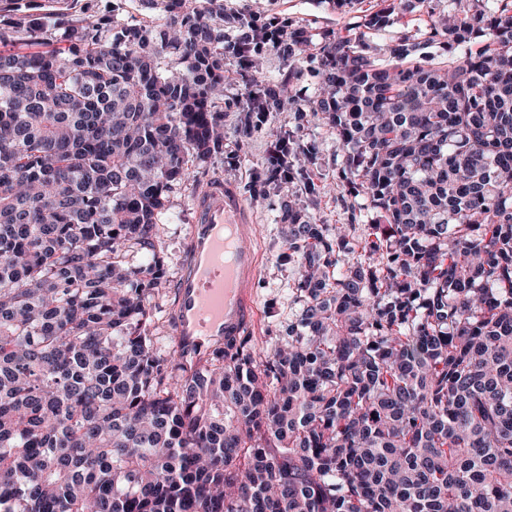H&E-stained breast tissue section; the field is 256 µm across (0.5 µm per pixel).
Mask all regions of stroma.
<instances>
[{
	"mask_svg": "<svg viewBox=\"0 0 512 512\" xmlns=\"http://www.w3.org/2000/svg\"><path fill=\"white\" fill-rule=\"evenodd\" d=\"M381 0H355L353 5L339 0H224V31L236 35L233 19L254 15L275 17L293 25L306 26L320 38L344 31L360 16L379 8ZM263 70L253 73L235 59L224 61V150L205 163L203 178L216 175L236 183L251 207L258 233L253 241L260 252L259 274L255 288L257 323L251 334L264 349L273 348L284 335L300 308L296 290L298 269L284 257L286 251L283 193L278 183L269 182L267 154L277 137L291 136L308 149L315 192L304 189L302 179H294L292 188L299 206L305 207L316 224L346 223L349 213H357L353 227L356 237L369 228L368 202L365 197L350 196L341 175L343 152L336 136L322 120L295 109L282 112H249V98L269 82L292 79L300 98L314 95L318 87L317 58L302 55L288 61L279 50L263 53ZM193 190L171 197L161 216L160 241L165 254L169 278H177L179 263L189 232ZM173 288L161 289L149 301L152 334L156 348L172 351L176 340L171 334Z\"/></svg>",
	"mask_w": 512,
	"mask_h": 512,
	"instance_id": "obj_1",
	"label": "stroma"
}]
</instances>
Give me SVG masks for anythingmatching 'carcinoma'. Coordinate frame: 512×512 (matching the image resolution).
<instances>
[{
	"label": "carcinoma",
	"mask_w": 512,
	"mask_h": 512,
	"mask_svg": "<svg viewBox=\"0 0 512 512\" xmlns=\"http://www.w3.org/2000/svg\"><path fill=\"white\" fill-rule=\"evenodd\" d=\"M141 2L161 20L0 19V512H512V0L288 26L323 92L255 108L324 120L375 218L360 241L286 203L297 321L198 360L150 331L160 217L223 150L224 59L260 72L263 31ZM418 5L424 40L377 60L362 29Z\"/></svg>",
	"instance_id": "cac0c4a2"
}]
</instances>
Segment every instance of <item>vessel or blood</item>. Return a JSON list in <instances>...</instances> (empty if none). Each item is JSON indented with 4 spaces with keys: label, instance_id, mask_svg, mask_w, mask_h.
I'll list each match as a JSON object with an SVG mask.
<instances>
[{
    "label": "vessel or blood",
    "instance_id": "vessel-or-blood-1",
    "mask_svg": "<svg viewBox=\"0 0 512 512\" xmlns=\"http://www.w3.org/2000/svg\"><path fill=\"white\" fill-rule=\"evenodd\" d=\"M176 280L172 334L185 356H202L250 331L259 255L254 219L236 184L217 177L198 189Z\"/></svg>",
    "mask_w": 512,
    "mask_h": 512
}]
</instances>
